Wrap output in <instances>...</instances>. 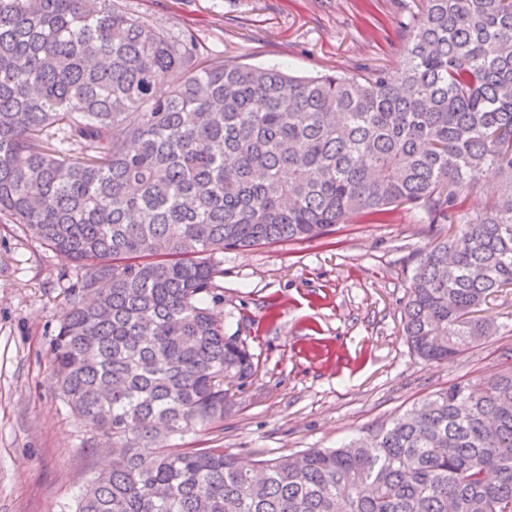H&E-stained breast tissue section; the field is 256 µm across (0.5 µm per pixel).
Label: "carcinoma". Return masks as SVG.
I'll return each instance as SVG.
<instances>
[{"label":"carcinoma","mask_w":512,"mask_h":512,"mask_svg":"<svg viewBox=\"0 0 512 512\" xmlns=\"http://www.w3.org/2000/svg\"><path fill=\"white\" fill-rule=\"evenodd\" d=\"M403 28L392 70L301 77L201 66L191 30L119 0H0V214L75 263L54 373L115 456L77 512H512V367L248 469L165 445L223 418L224 382L253 373L206 300L226 249L407 206L458 225L412 268L409 348L443 361L497 335L475 313L512 287V0H417ZM499 182L498 174L490 170L481 177L476 189L469 193L467 198V208L472 214L481 212L489 201L490 196L495 191Z\"/></svg>","instance_id":"1"}]
</instances>
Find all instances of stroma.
I'll return each instance as SVG.
<instances>
[{"label": "stroma", "instance_id": "stroma-1", "mask_svg": "<svg viewBox=\"0 0 512 512\" xmlns=\"http://www.w3.org/2000/svg\"><path fill=\"white\" fill-rule=\"evenodd\" d=\"M160 28L192 30L205 54L295 75H351L397 66L406 46L402 0H122ZM444 224L400 207L388 223L355 220L327 235L220 256L209 306L254 355L230 387L224 419L166 441L221 448L249 466L308 448H334L456 382L498 373L512 349V288L480 311L499 331L445 362L408 348L402 311L416 256ZM70 263L0 215V512H75L111 465L105 439L64 404L50 342L71 304Z\"/></svg>", "mask_w": 512, "mask_h": 512}]
</instances>
